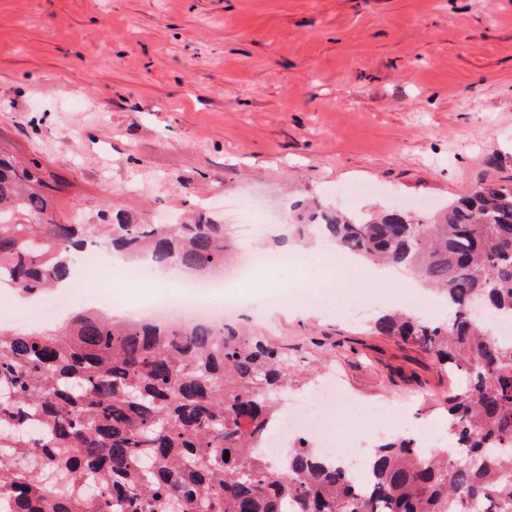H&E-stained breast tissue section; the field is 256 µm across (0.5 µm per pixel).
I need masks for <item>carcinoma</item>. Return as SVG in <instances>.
I'll return each mask as SVG.
<instances>
[{
  "mask_svg": "<svg viewBox=\"0 0 512 512\" xmlns=\"http://www.w3.org/2000/svg\"><path fill=\"white\" fill-rule=\"evenodd\" d=\"M50 174L0 146V285L22 295L69 277L104 243L164 270L206 275L235 247L198 210L147 224L110 207L64 224ZM352 255L399 265L447 302L438 322L402 313L375 332L456 375L442 398L446 443L377 444L362 491L345 467L300 444L281 471L254 454L296 377L288 354L233 325L115 322L84 314L62 331L0 326V512H498L512 503V185L481 183L427 217L312 209L295 225ZM229 459H224V454Z\"/></svg>",
  "mask_w": 512,
  "mask_h": 512,
  "instance_id": "carcinoma-1",
  "label": "carcinoma"
}]
</instances>
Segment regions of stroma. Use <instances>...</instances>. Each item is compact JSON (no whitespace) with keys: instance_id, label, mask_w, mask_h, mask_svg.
<instances>
[{"instance_id":"obj_1","label":"stroma","mask_w":512,"mask_h":512,"mask_svg":"<svg viewBox=\"0 0 512 512\" xmlns=\"http://www.w3.org/2000/svg\"><path fill=\"white\" fill-rule=\"evenodd\" d=\"M0 142L58 174L57 214L87 224L224 198L425 214L512 182V0H0ZM255 246L299 254L248 284L236 319L287 352L294 394L337 371L357 400L413 399L409 429L439 420L447 373L374 334L378 309L345 314L363 293L402 306L405 281L321 289L283 224ZM75 269L85 307L124 309L115 265ZM282 289L308 307L264 309Z\"/></svg>"}]
</instances>
